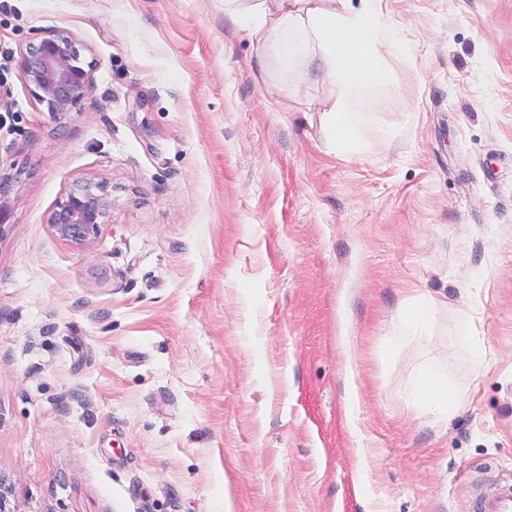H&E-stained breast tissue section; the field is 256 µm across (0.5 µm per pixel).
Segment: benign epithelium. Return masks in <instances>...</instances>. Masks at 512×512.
I'll list each match as a JSON object with an SVG mask.
<instances>
[{"label":"benign epithelium","mask_w":512,"mask_h":512,"mask_svg":"<svg viewBox=\"0 0 512 512\" xmlns=\"http://www.w3.org/2000/svg\"><path fill=\"white\" fill-rule=\"evenodd\" d=\"M83 47L61 29L40 32L20 52L17 68L33 99L54 119H65L88 95L93 62L83 59ZM10 178L0 176V237L8 218L7 193ZM112 190L104 181L75 182L66 200L48 218L54 234L81 247L109 223Z\"/></svg>","instance_id":"7a95c632"}]
</instances>
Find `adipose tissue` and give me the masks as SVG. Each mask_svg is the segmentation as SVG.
Here are the masks:
<instances>
[{"label": "adipose tissue", "instance_id": "adipose-tissue-1", "mask_svg": "<svg viewBox=\"0 0 512 512\" xmlns=\"http://www.w3.org/2000/svg\"><path fill=\"white\" fill-rule=\"evenodd\" d=\"M224 16L271 46L299 78L336 79L338 99L320 106L327 144L345 157L366 150L368 116L382 105L389 82L385 57L406 47L386 0H224ZM406 397L447 418L460 406L456 384L429 367L419 372Z\"/></svg>", "mask_w": 512, "mask_h": 512}]
</instances>
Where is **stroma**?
<instances>
[{"label":"stroma","instance_id":"obj_1","mask_svg":"<svg viewBox=\"0 0 512 512\" xmlns=\"http://www.w3.org/2000/svg\"><path fill=\"white\" fill-rule=\"evenodd\" d=\"M359 156L224 0H0V479L22 512H474L512 482V0H388ZM44 29L95 62L53 121ZM112 188L82 247L48 218ZM427 335L387 343L412 298ZM469 319L485 348L456 338ZM456 383L442 420L398 395ZM83 47L61 29L41 31L20 52L17 68L33 99L54 119H65L88 95L93 61L85 62Z\"/></svg>","mask_w":512,"mask_h":512}]
</instances>
